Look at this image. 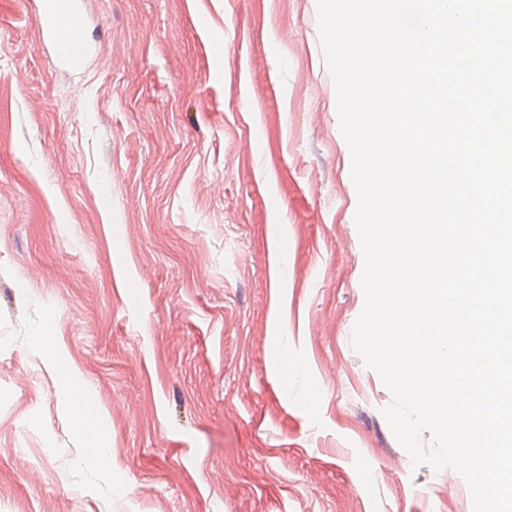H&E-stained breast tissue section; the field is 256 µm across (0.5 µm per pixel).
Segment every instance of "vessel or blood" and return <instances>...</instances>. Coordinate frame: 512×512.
I'll return each instance as SVG.
<instances>
[{"label": "vessel or blood", "mask_w": 512, "mask_h": 512, "mask_svg": "<svg viewBox=\"0 0 512 512\" xmlns=\"http://www.w3.org/2000/svg\"><path fill=\"white\" fill-rule=\"evenodd\" d=\"M81 21L80 0H58L55 9L43 21L61 64L79 65L90 52L80 34Z\"/></svg>", "instance_id": "vessel-or-blood-1"}]
</instances>
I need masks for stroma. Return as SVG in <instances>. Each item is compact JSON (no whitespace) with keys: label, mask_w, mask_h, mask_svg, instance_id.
<instances>
[{"label":"stroma","mask_w":512,"mask_h":512,"mask_svg":"<svg viewBox=\"0 0 512 512\" xmlns=\"http://www.w3.org/2000/svg\"><path fill=\"white\" fill-rule=\"evenodd\" d=\"M0 0V512H473L351 346V153L317 0ZM93 396L108 462L61 403ZM55 9L43 21L59 63L76 66L90 52V46L80 34L81 6L79 0L56 1ZM51 362L60 382V392L68 410L74 415L78 429L88 447L87 462L98 468L106 459L107 438L103 418L85 386L76 380L70 364L57 354L51 356Z\"/></svg>","instance_id":"obj_1"}]
</instances>
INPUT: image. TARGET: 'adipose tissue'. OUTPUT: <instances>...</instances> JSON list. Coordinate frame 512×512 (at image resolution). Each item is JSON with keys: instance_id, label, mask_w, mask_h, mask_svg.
Masks as SVG:
<instances>
[{"instance_id": "adipose-tissue-1", "label": "adipose tissue", "mask_w": 512, "mask_h": 512, "mask_svg": "<svg viewBox=\"0 0 512 512\" xmlns=\"http://www.w3.org/2000/svg\"><path fill=\"white\" fill-rule=\"evenodd\" d=\"M51 362L60 382V392L68 410L74 415L78 429L87 447L89 466L98 468L106 459L107 438L103 418L85 386L76 380L70 364L59 355H52Z\"/></svg>"}]
</instances>
